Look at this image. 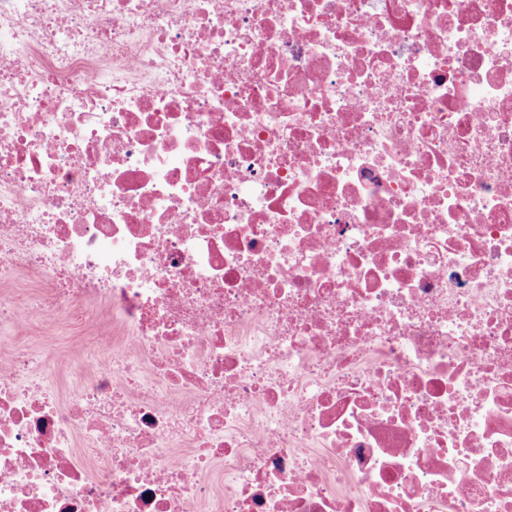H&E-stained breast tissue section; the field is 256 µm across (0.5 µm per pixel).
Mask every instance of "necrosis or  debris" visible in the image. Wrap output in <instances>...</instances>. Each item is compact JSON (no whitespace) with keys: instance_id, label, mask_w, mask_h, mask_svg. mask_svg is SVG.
Masks as SVG:
<instances>
[{"instance_id":"4bbe7bcc","label":"necrosis or debris","mask_w":512,"mask_h":512,"mask_svg":"<svg viewBox=\"0 0 512 512\" xmlns=\"http://www.w3.org/2000/svg\"><path fill=\"white\" fill-rule=\"evenodd\" d=\"M0 280V512H512V0H0ZM2 327L0 357L16 345L24 346L36 354L50 351L51 363L47 373L53 382L55 397L62 402H66L76 389L77 374L69 364L73 351L80 350L89 358L101 354L96 343L97 328L85 326L75 329L64 315L35 324L31 332L21 338L12 337L6 327Z\"/></svg>"}]
</instances>
